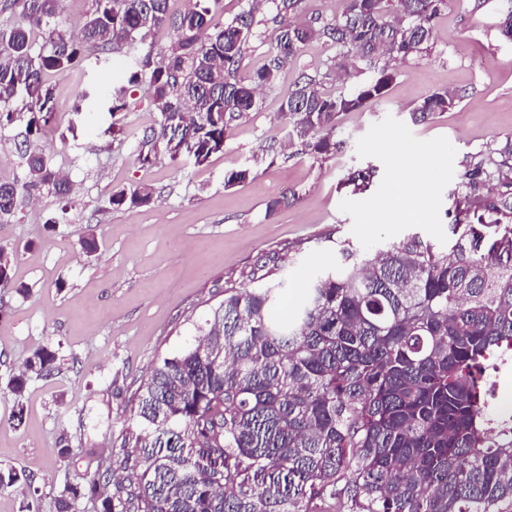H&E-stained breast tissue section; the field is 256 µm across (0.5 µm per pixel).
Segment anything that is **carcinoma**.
<instances>
[{
	"label": "carcinoma",
	"mask_w": 512,
	"mask_h": 512,
	"mask_svg": "<svg viewBox=\"0 0 512 512\" xmlns=\"http://www.w3.org/2000/svg\"><path fill=\"white\" fill-rule=\"evenodd\" d=\"M83 42L56 23L62 0H23L22 21L0 31V127L13 103L30 114L20 154L25 181L0 183V223L20 199L47 189L64 199L66 179L38 144L55 112L44 75H65L84 52L129 57L128 83H148L159 114L148 141L194 147L198 163L223 150L237 122L273 90L301 48L325 39L338 50L345 91L330 73H302L282 96L288 142L311 154L336 151V120L379 99L396 66L432 49L433 22L447 0H345L331 18L298 20L299 0H247L213 23L220 0H195L179 15L168 0H91ZM274 38L248 84L238 79L258 27ZM173 32L159 55L135 45ZM44 42L35 47L32 32ZM372 72L360 79L363 69ZM456 95L435 92L412 109L424 120ZM480 165L464 175L453 239L439 250L418 235L371 256L346 241L333 270L312 276L291 318L276 311L282 283L224 291L196 326V344L163 358L132 409L138 430L122 460L136 482L105 494L100 479L67 486L58 512L101 497V512H512V436L485 432L480 374L490 354L512 348V178L480 194ZM142 186L113 193L117 208L153 201ZM481 211L488 220L469 221ZM17 252L0 246V288L13 282ZM57 355L35 350L6 388L50 377ZM26 482L0 463V491Z\"/></svg>",
	"instance_id": "obj_1"
}]
</instances>
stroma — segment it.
<instances>
[{
  "label": "stroma",
  "mask_w": 512,
  "mask_h": 512,
  "mask_svg": "<svg viewBox=\"0 0 512 512\" xmlns=\"http://www.w3.org/2000/svg\"><path fill=\"white\" fill-rule=\"evenodd\" d=\"M511 13L512 0H484L475 11L448 0L431 51L400 65L384 98L341 114L343 146L326 155L285 146L280 110L301 73L333 67L337 49L323 40L303 47L223 151L201 164L149 158L143 134L158 114L146 86L129 84L125 53L102 65L90 50L70 76H49L57 110L41 143L70 181V204L44 192L0 224V244L18 250L13 279L28 288L0 289V384L41 347L56 352L57 369L30 379L21 397L0 394V461L28 477L22 491L0 493V512L29 502L56 512L66 483L99 477L136 429L130 411L155 363L194 344L225 289L255 287L262 264L287 255L277 276L289 308L313 273L336 267L335 241L372 253L416 234L447 249L465 172L483 163L484 191L498 189L492 174L512 137V41L499 25ZM113 85L126 86L130 110L110 113L97 96ZM438 90L459 94L458 104L412 121L411 108ZM384 133L430 148L435 176L425 195L404 192L406 214L375 222L374 206L402 177L379 142ZM242 170L247 180L227 186ZM355 171L369 181L349 184ZM141 186L153 189L151 204L112 206L113 192ZM90 236L92 258L83 251Z\"/></svg>",
  "instance_id": "1"
}]
</instances>
